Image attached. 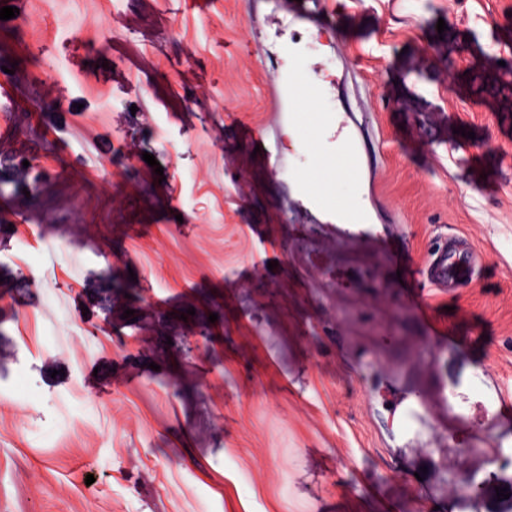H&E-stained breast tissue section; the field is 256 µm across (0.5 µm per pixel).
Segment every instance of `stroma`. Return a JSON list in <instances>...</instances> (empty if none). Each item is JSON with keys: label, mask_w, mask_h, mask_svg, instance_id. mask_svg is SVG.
Wrapping results in <instances>:
<instances>
[{"label": "stroma", "mask_w": 512, "mask_h": 512, "mask_svg": "<svg viewBox=\"0 0 512 512\" xmlns=\"http://www.w3.org/2000/svg\"><path fill=\"white\" fill-rule=\"evenodd\" d=\"M3 6L0 512H435L512 447V0ZM476 258L469 246L459 239H448L434 250L422 275L426 280L448 293L455 292L471 278Z\"/></svg>", "instance_id": "1"}]
</instances>
